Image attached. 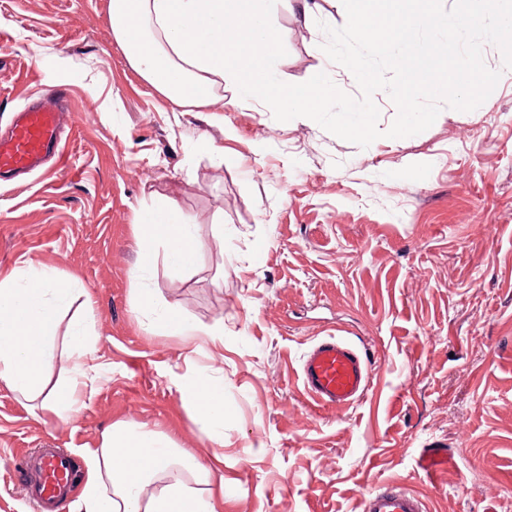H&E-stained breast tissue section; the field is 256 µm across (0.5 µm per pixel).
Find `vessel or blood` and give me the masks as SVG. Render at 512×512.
I'll return each instance as SVG.
<instances>
[{
  "mask_svg": "<svg viewBox=\"0 0 512 512\" xmlns=\"http://www.w3.org/2000/svg\"><path fill=\"white\" fill-rule=\"evenodd\" d=\"M65 102L64 90L58 89L42 104L19 112L9 135L0 136V174L39 170L50 157L66 163ZM300 376L306 392L322 406H351L372 383L367 352L336 337L322 339L310 349L302 360ZM448 459L447 450L436 444L421 454L419 464L434 478L446 471ZM15 466L19 476L32 471L38 475L27 492L37 512H57L73 487L68 456L57 450L23 454L16 458ZM362 512H426V503L402 487L387 484L365 496Z\"/></svg>",
  "mask_w": 512,
  "mask_h": 512,
  "instance_id": "b4317fda",
  "label": "vessel or blood"
}]
</instances>
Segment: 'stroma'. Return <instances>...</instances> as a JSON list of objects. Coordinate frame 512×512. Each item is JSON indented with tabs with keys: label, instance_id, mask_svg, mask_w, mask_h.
I'll return each mask as SVG.
<instances>
[{
	"label": "stroma",
	"instance_id": "35a3bbf8",
	"mask_svg": "<svg viewBox=\"0 0 512 512\" xmlns=\"http://www.w3.org/2000/svg\"><path fill=\"white\" fill-rule=\"evenodd\" d=\"M263 0L284 86L327 70L320 23L342 27L341 0ZM470 112L443 109L426 131L362 149L221 85L214 107H179L127 62L108 0H0V129L61 86L72 117L69 164L0 185V274L50 267L83 291L61 328L93 315L110 371L69 425L40 400L0 387V512H33L9 470L18 451L86 453L125 422L215 464L180 383H224V494L217 512H362L396 482L428 512H512V69ZM195 224L193 265L151 245L141 268L136 211ZM155 297L138 306L141 289ZM224 339L167 335V311ZM326 336L367 350L373 386L347 408L316 406L300 363ZM443 442L428 479L423 448ZM449 455L441 445H432V448L425 450L419 459L420 467L433 479L446 471L448 468Z\"/></svg>",
	"mask_w": 512,
	"mask_h": 512
}]
</instances>
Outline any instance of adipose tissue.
Masks as SVG:
<instances>
[{
  "instance_id": "ef3b65f1",
  "label": "adipose tissue",
  "mask_w": 512,
  "mask_h": 512,
  "mask_svg": "<svg viewBox=\"0 0 512 512\" xmlns=\"http://www.w3.org/2000/svg\"><path fill=\"white\" fill-rule=\"evenodd\" d=\"M115 41L127 60L159 93L179 106H212L218 84L234 86L240 96L277 98L289 111L321 105L327 78L302 91L279 85L266 60L278 39L260 0H109ZM138 246L144 265L153 255L148 243L163 240L171 255L188 265L199 239L187 218L170 212L159 217L136 213ZM48 268L18 270L0 278V384L42 404L57 423H70L83 405L84 390L101 371L96 363L92 322L68 333L72 366L67 376L47 386L56 360L50 346L71 289L55 285ZM196 420L216 446L224 444V385L199 378L182 386ZM211 470L194 452L172 440L128 424L103 433L92 451L88 477L69 512H216L202 491Z\"/></svg>"
}]
</instances>
